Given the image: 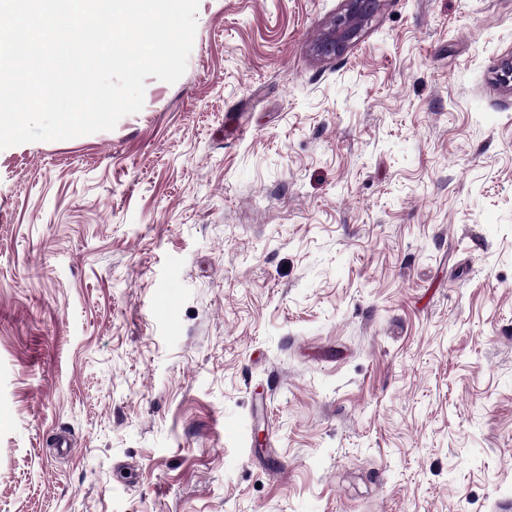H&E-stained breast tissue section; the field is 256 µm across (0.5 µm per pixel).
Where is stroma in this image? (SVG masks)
I'll return each instance as SVG.
<instances>
[{
    "label": "stroma",
    "mask_w": 512,
    "mask_h": 512,
    "mask_svg": "<svg viewBox=\"0 0 512 512\" xmlns=\"http://www.w3.org/2000/svg\"><path fill=\"white\" fill-rule=\"evenodd\" d=\"M346 8L0 150V512H512V0ZM347 13L334 21L317 45V52L325 57L341 54L357 38L362 26L372 16L377 0H350Z\"/></svg>",
    "instance_id": "obj_1"
}]
</instances>
